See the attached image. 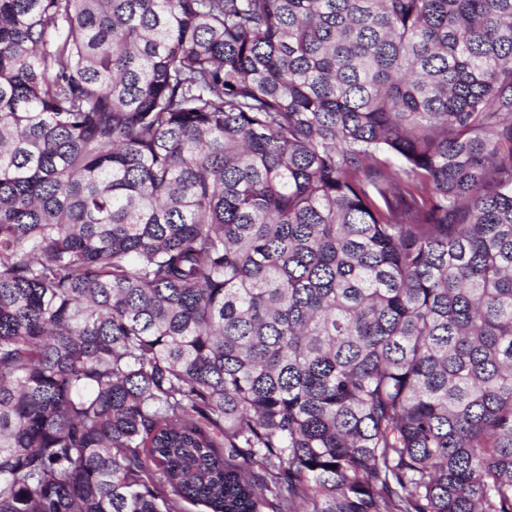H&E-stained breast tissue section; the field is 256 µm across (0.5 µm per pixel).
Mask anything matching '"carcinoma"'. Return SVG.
<instances>
[{"instance_id":"1","label":"carcinoma","mask_w":512,"mask_h":512,"mask_svg":"<svg viewBox=\"0 0 512 512\" xmlns=\"http://www.w3.org/2000/svg\"><path fill=\"white\" fill-rule=\"evenodd\" d=\"M512 512V0H0V512Z\"/></svg>"}]
</instances>
